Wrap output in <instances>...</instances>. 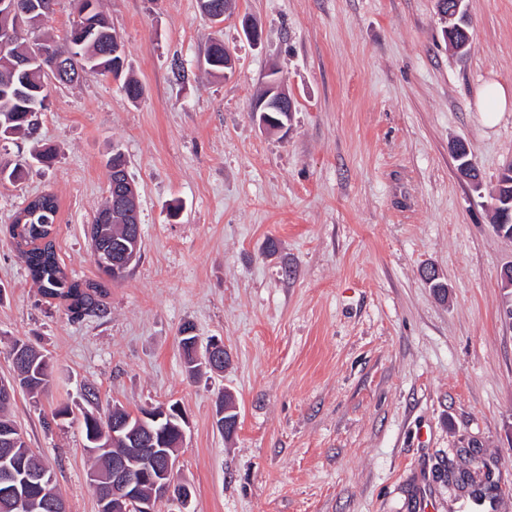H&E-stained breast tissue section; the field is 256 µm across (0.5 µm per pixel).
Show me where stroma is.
<instances>
[{"mask_svg": "<svg viewBox=\"0 0 512 512\" xmlns=\"http://www.w3.org/2000/svg\"><path fill=\"white\" fill-rule=\"evenodd\" d=\"M102 6L141 98L110 77L54 85L35 136L0 140V168L28 166L0 181V379L13 340L51 358L49 392H17L9 412L69 512H98L90 388L103 409L182 406L190 512H512V239L492 228L512 112L488 130L475 103L484 82L512 86V0H466L463 53L437 0H233L219 22L199 0ZM213 38L228 76L204 62ZM273 73L294 112L270 133L251 107ZM459 141L479 185L456 170ZM42 147L51 164L32 161ZM116 148L139 191L141 257L76 320L41 294L6 227L52 191L62 265L97 279L88 228ZM187 324L223 342L224 371L187 377ZM227 392L228 439L214 423ZM466 451L494 490L481 503L448 482Z\"/></svg>", "mask_w": 512, "mask_h": 512, "instance_id": "1", "label": "stroma"}]
</instances>
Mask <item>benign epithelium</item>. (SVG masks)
I'll use <instances>...</instances> for the list:
<instances>
[{"instance_id":"benign-epithelium-1","label":"benign epithelium","mask_w":512,"mask_h":512,"mask_svg":"<svg viewBox=\"0 0 512 512\" xmlns=\"http://www.w3.org/2000/svg\"><path fill=\"white\" fill-rule=\"evenodd\" d=\"M54 0H0V61L13 71H27L36 62L41 63L48 80L65 70H70V55L58 49L53 43L34 39L24 53H16L13 47L21 38L22 31L33 29L37 21L52 9ZM294 103L281 83L272 80L265 94L255 104L252 114L255 121L265 131L274 132L285 127V123L271 116L273 112H293ZM114 183L123 187L117 197V207L125 214L126 220L134 228H140L138 219V192L135 182L123 166L114 169ZM196 360L213 370L221 369L227 361L224 345L213 341L205 348H196ZM131 418L122 408L112 407V442L136 440L137 435L130 428ZM177 457L159 453L155 457L153 469L143 473L136 462L126 456L112 457L110 473L102 478L105 492L98 500V512H157L161 502H176L185 506L191 498L188 487L178 489ZM150 486L149 495L140 493L142 485Z\"/></svg>"}]
</instances>
